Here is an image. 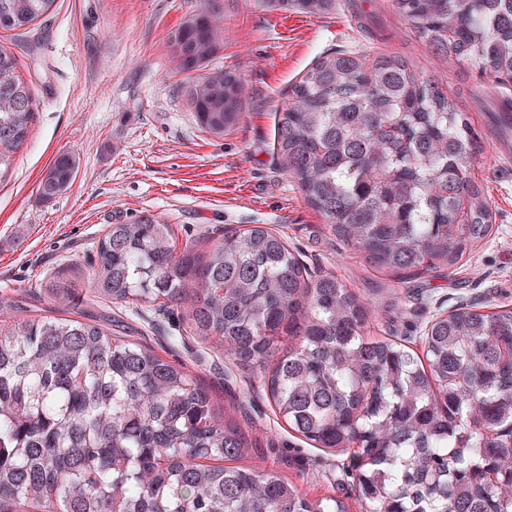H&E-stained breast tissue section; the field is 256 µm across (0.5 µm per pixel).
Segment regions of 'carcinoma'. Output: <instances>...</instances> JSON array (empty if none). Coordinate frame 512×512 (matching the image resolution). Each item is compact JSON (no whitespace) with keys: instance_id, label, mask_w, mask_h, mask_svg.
<instances>
[{"instance_id":"cac0c4a2","label":"carcinoma","mask_w":512,"mask_h":512,"mask_svg":"<svg viewBox=\"0 0 512 512\" xmlns=\"http://www.w3.org/2000/svg\"><path fill=\"white\" fill-rule=\"evenodd\" d=\"M55 0H0V30L25 29ZM435 54L512 82V0H393ZM325 13L336 0H263ZM222 20L202 7L170 50L196 76L182 97L207 132L239 120L233 71L206 67ZM35 114L13 52L0 48V183ZM477 132L441 84L396 57L320 55L276 113L275 149L336 240L377 271L454 270L493 227L474 175ZM78 163L59 154L39 183L51 200ZM89 293L180 310L191 335L263 373L280 417L319 448L355 449L349 474L365 512H512V308L458 307L434 318L423 355L365 335L362 299L313 272L277 233L226 234L201 254L143 213L97 241ZM72 305L79 289L48 283ZM0 303V512H349L309 500L273 472L240 464L253 451L235 419L179 363L95 321L17 316Z\"/></svg>"}]
</instances>
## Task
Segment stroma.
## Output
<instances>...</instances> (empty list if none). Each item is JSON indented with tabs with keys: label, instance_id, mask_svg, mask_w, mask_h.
I'll use <instances>...</instances> for the list:
<instances>
[{
	"label": "stroma",
	"instance_id": "obj_1",
	"mask_svg": "<svg viewBox=\"0 0 512 512\" xmlns=\"http://www.w3.org/2000/svg\"><path fill=\"white\" fill-rule=\"evenodd\" d=\"M204 0H56L27 28L1 31L36 101L30 134L0 184V295L30 314L73 318L112 314V333L184 364L219 406H233L258 448L248 465L276 472L310 499L354 502L348 456L314 447L277 419L259 372L229 351L191 336L176 309L105 307L89 295L94 245L109 225L149 212L173 224L180 241L262 226L280 233L314 271L336 274L367 297L383 291L372 336H422L428 321L460 305L512 308V83L490 81L478 65L435 56L392 0H336L324 14L269 10L258 0H217L224 46L214 66L241 76L247 102L239 122L216 137L203 130L180 92L172 32ZM336 49L402 58L447 82L449 99L479 133L476 172L494 210V233L459 267L406 280L373 271L337 243L296 180L280 167L275 114L323 52ZM79 162L67 191L43 200L41 177L61 151ZM85 289L80 307L59 304L50 280Z\"/></svg>",
	"mask_w": 512,
	"mask_h": 512
}]
</instances>
